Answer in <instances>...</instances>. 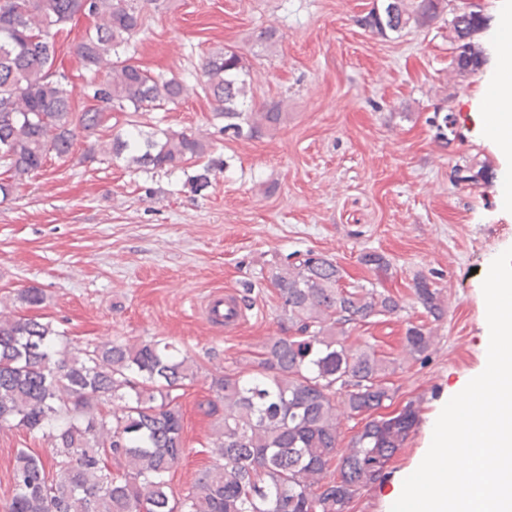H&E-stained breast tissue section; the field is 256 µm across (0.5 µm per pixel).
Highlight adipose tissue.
<instances>
[{
	"mask_svg": "<svg viewBox=\"0 0 512 512\" xmlns=\"http://www.w3.org/2000/svg\"><path fill=\"white\" fill-rule=\"evenodd\" d=\"M512 31V0H501L499 23L489 39L497 47L496 66L488 78L489 94L477 106V128L489 134L497 153L512 159V56L499 46L500 35Z\"/></svg>",
	"mask_w": 512,
	"mask_h": 512,
	"instance_id": "1",
	"label": "adipose tissue"
}]
</instances>
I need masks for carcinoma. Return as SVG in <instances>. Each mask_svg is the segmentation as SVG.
Returning a JSON list of instances; mask_svg holds the SVG:
<instances>
[{
    "mask_svg": "<svg viewBox=\"0 0 512 512\" xmlns=\"http://www.w3.org/2000/svg\"><path fill=\"white\" fill-rule=\"evenodd\" d=\"M143 0H0V195L42 170L48 158H68L78 137H90L114 112H154L179 103L185 82L128 62L120 49L143 25ZM449 0H396L372 8L362 25L385 36L410 23L428 26ZM94 25L75 51L85 68L107 70L84 91L93 105L78 110L69 76L57 64L58 37L76 18ZM468 48L454 61L460 74L483 63L472 46L485 22L466 14L451 20ZM249 68L231 45L211 52L196 86L212 97L224 132L258 138L284 119L281 102L255 112L246 106ZM205 137L183 130L144 132L138 125L112 134L115 158L130 157L151 170L196 168L190 181L208 184L217 165ZM282 301L287 336L271 338L249 369L211 379L224 423L213 442L218 459L187 492L177 494L169 474L183 455L179 391L197 366L175 344L157 337L136 343L114 338L73 348L40 317L0 311V426L14 424L46 438V463L17 449L15 493L8 512H349L354 496L380 480L419 421L412 401L380 415L392 400L387 376L395 360L368 346L347 344L349 328L401 310L384 291L344 287L330 258L306 253L269 264L263 275ZM414 295L426 316L440 322L447 307L424 277ZM433 330L411 324L406 355L427 357ZM367 416L345 450L341 419ZM115 470H110L109 465Z\"/></svg>",
    "mask_w": 512,
    "mask_h": 512,
    "instance_id": "cac0c4a2",
    "label": "carcinoma"
}]
</instances>
